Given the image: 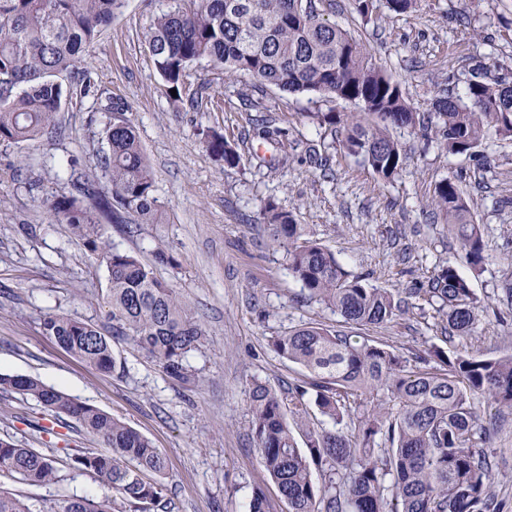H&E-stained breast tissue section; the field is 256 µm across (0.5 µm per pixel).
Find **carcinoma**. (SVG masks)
I'll use <instances>...</instances> for the list:
<instances>
[{
    "instance_id": "1",
    "label": "carcinoma",
    "mask_w": 512,
    "mask_h": 512,
    "mask_svg": "<svg viewBox=\"0 0 512 512\" xmlns=\"http://www.w3.org/2000/svg\"><path fill=\"white\" fill-rule=\"evenodd\" d=\"M125 0H0V144L36 141L55 128L71 94L56 80L74 69ZM325 0H188L158 15L147 33L149 51L166 94L197 108L210 84L189 82L194 63L208 59L227 72L253 75L252 103L262 108L263 88L318 94L359 108L339 117L317 112L318 124L336 131L342 146L383 180L402 166L392 126L432 132L451 155L471 156L492 137L512 138V82L507 75L473 76L466 99L437 97L420 113L400 84L373 60L361 40L324 17ZM106 146L97 164L106 185L77 179L72 190L45 200L59 224L96 254L108 274L103 297L112 338L133 341L170 377L187 378V359L204 346L207 331L191 304L155 266L118 249L106 226L129 232L157 223L161 209L153 169L120 104L105 123ZM255 136L282 144V130L257 120ZM207 150L229 167L237 150L216 129ZM433 204L460 242L467 263L484 261L480 225L459 186L444 179ZM264 226L285 249L288 270L301 283V299L342 319L331 331L308 323L271 346L309 373L282 396L255 383L249 389L252 432L261 463L289 512H501L490 491L493 465L482 450L490 440L472 406L512 411V355L477 358L431 347L411 360L363 331L390 322L409 302L386 288L348 274L336 255L309 237L293 214L269 202ZM409 296L425 301L447 322L448 333L467 337L477 317L469 281L452 262L439 266ZM43 333L72 356L101 371L115 370L109 341L93 324L48 312ZM0 392L36 400L46 415L75 422L102 450H88L68 466L93 474L109 494L94 500L67 496L35 502L0 491V512H148L164 501L165 458L153 442L122 420L39 379L0 374ZM304 438L299 448L295 433ZM60 460L0 438V480L41 486L57 482Z\"/></svg>"
}]
</instances>
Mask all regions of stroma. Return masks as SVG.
<instances>
[{
    "label": "stroma",
    "mask_w": 512,
    "mask_h": 512,
    "mask_svg": "<svg viewBox=\"0 0 512 512\" xmlns=\"http://www.w3.org/2000/svg\"><path fill=\"white\" fill-rule=\"evenodd\" d=\"M171 4L127 0L84 55L90 93L80 94V74H60L73 94L61 106L56 132L29 144H0V372L36 377L151 439L166 458L169 512H248L258 489L269 512H288L252 439L248 391L256 382L282 391L308 378L274 352L272 337L308 322L336 330L340 322L318 303L299 302L301 285L286 252L268 241L261 224L266 202L292 212L346 272L380 288L420 287L439 266L457 262L482 309L471 336L446 339L440 318L417 308L371 334L403 355L435 345L494 358L512 353V317L497 315L503 287L512 282V140L493 139L477 155L452 156L419 129L395 128L403 164L384 181L344 153L339 138L314 118L353 111V104L269 87L263 104L288 147V162L280 164L276 146L249 132L251 74L227 75L203 60L192 68L195 78L211 84L199 111H185L166 95L146 36ZM373 4L368 22L353 0H333L325 16L361 39L417 111H428L441 93L465 96L472 69L512 74V0H421L411 14L389 11L385 0ZM116 102L126 106L154 170L164 221L134 234L111 225L107 235L143 262H152L159 239L178 259V268L161 266L157 274L189 300L208 331L206 346L188 359L186 381L169 377L128 340L112 343L116 370L98 371L40 326L47 312L109 326L105 268L55 221L45 200L68 194L73 173L101 179L96 152ZM210 128L234 144L238 166H224L209 153L203 133ZM309 143L329 156L330 175L306 162ZM448 177L481 226L485 260L477 271L432 204L436 183ZM34 180L39 190H30ZM4 436L60 459L93 446L73 422L47 423L33 399L0 392ZM486 451L494 461L491 490L512 512V411ZM6 488L33 500L96 499L105 491L94 475L68 468L55 484L18 480Z\"/></svg>",
    "instance_id": "obj_1"
}]
</instances>
